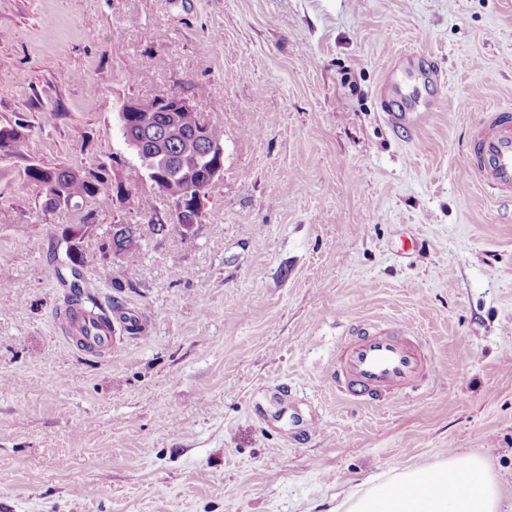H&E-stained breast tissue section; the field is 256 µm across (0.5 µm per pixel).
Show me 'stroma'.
<instances>
[{
	"label": "stroma",
	"instance_id": "obj_1",
	"mask_svg": "<svg viewBox=\"0 0 512 512\" xmlns=\"http://www.w3.org/2000/svg\"><path fill=\"white\" fill-rule=\"evenodd\" d=\"M422 54L433 112L385 118ZM179 90L224 130V174L186 235L101 196L84 285L139 316L89 356L58 313L63 228L31 163L136 165L116 112ZM512 110V0H0V512H336L406 467L480 455L512 512V197L464 173ZM138 244L103 249L113 225ZM423 336L433 372L377 407L340 399L352 317Z\"/></svg>",
	"mask_w": 512,
	"mask_h": 512
}]
</instances>
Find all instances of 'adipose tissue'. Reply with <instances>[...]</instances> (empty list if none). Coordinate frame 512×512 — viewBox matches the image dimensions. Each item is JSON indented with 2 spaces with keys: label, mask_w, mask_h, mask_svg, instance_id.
Masks as SVG:
<instances>
[{
  "label": "adipose tissue",
  "mask_w": 512,
  "mask_h": 512,
  "mask_svg": "<svg viewBox=\"0 0 512 512\" xmlns=\"http://www.w3.org/2000/svg\"><path fill=\"white\" fill-rule=\"evenodd\" d=\"M502 481L477 456H448L427 468H405L336 512H500Z\"/></svg>",
  "instance_id": "obj_1"
}]
</instances>
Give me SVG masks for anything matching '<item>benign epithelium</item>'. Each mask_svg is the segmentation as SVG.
Returning a JSON list of instances; mask_svg holds the SVG:
<instances>
[{"instance_id":"1","label":"benign epithelium","mask_w":512,"mask_h":512,"mask_svg":"<svg viewBox=\"0 0 512 512\" xmlns=\"http://www.w3.org/2000/svg\"><path fill=\"white\" fill-rule=\"evenodd\" d=\"M195 107L183 96L176 99L169 95H157L148 99L129 98L125 100L117 112L119 131L123 133V142L136 157L144 156L146 144H152V152L156 157H163L173 147H184L188 150L195 148L203 152L207 159L206 169L198 176L206 189L211 188L224 172V144L210 139L207 132L208 122L202 121L193 131L185 129L180 121L183 112H193ZM130 112H163L164 123L161 128L153 131L142 124L135 125L128 121ZM143 180L151 183L153 190L163 196L170 204L171 211L176 218V224L188 232L198 223L202 208L203 196L190 199L185 196L172 195L167 191L168 176L163 172L151 171L143 175ZM43 206L46 211L53 212L59 209H71L77 212L84 210L81 205L73 204L72 200L65 198L58 187L50 189L44 199Z\"/></svg>"}]
</instances>
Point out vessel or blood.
Here are the masks:
<instances>
[{"mask_svg":"<svg viewBox=\"0 0 512 512\" xmlns=\"http://www.w3.org/2000/svg\"><path fill=\"white\" fill-rule=\"evenodd\" d=\"M466 172L492 194H512V112L491 113L463 154ZM65 328L88 352L111 348L114 337L104 324L67 318ZM431 373L423 337L407 329L376 327L356 320L339 342L332 378L350 402L373 406L400 397Z\"/></svg>","mask_w":512,"mask_h":512,"instance_id":"obj_1","label":"vessel or blood"}]
</instances>
